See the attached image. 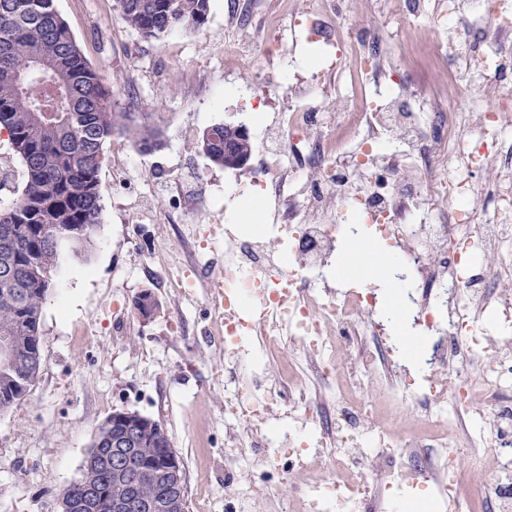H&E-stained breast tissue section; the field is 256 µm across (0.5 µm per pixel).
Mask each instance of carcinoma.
<instances>
[{
  "label": "carcinoma",
  "mask_w": 512,
  "mask_h": 512,
  "mask_svg": "<svg viewBox=\"0 0 512 512\" xmlns=\"http://www.w3.org/2000/svg\"><path fill=\"white\" fill-rule=\"evenodd\" d=\"M123 22L147 40L176 28H199L210 0H115ZM0 129L25 168V183L15 202L0 210V336H12L21 361L0 360V412L25 397L42 366L43 304L52 288L62 246L78 251L91 242L100 224L99 174L105 145L115 137L131 139L148 154L160 145L156 112H117L106 77L85 59L55 0H0ZM199 149L224 165V126L198 139ZM101 423L89 453L100 465L59 497L71 512H109L90 504L84 483L99 482L105 501L135 497L155 501L165 488L161 473L135 485L116 479L112 426ZM173 447L168 430L145 428L136 448L140 462H160Z\"/></svg>",
  "instance_id": "carcinoma-1"
}]
</instances>
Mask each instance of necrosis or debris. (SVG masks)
I'll return each instance as SVG.
<instances>
[{"label":"necrosis or debris","mask_w":512,"mask_h":512,"mask_svg":"<svg viewBox=\"0 0 512 512\" xmlns=\"http://www.w3.org/2000/svg\"><path fill=\"white\" fill-rule=\"evenodd\" d=\"M308 36L345 54L374 93L349 88L334 113L289 106L251 173L283 191L266 220L274 239L224 238V445L238 484L256 503L253 471L278 488L274 512H391L401 489H417L419 512H512V331L486 321L512 315V94L462 124L455 102L467 81L512 82V13L494 0H448L433 60L443 81L421 93L420 111L400 105L407 74L387 82L379 32L353 29L345 14L292 16ZM481 23L480 45L467 34ZM401 142L388 152L387 142ZM494 172L493 184L481 176ZM492 193L491 207L479 199ZM372 223L411 271L416 321L438 338L424 379L398 366L367 318L366 293L327 294L320 283L344 225ZM405 422L395 432L381 401ZM288 434L273 437L276 418Z\"/></svg>","instance_id":"necrosis-or-debris-1"}]
</instances>
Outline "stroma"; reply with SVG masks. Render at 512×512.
Listing matches in <instances>:
<instances>
[{"label": "stroma", "instance_id": "35a3bbf8", "mask_svg": "<svg viewBox=\"0 0 512 512\" xmlns=\"http://www.w3.org/2000/svg\"><path fill=\"white\" fill-rule=\"evenodd\" d=\"M316 0H210L204 25L149 41L120 18L113 0H56L87 62L113 83L126 112H155L163 145L149 154L114 138L100 171L101 222L85 253L63 248L43 306L41 371L29 393L0 413V512H58L59 491L82 476L96 428L126 409L164 423L182 455L189 512H234L224 493V339L214 333L211 296L176 282L193 259L202 276L224 268V241L245 238L253 218L243 199L273 205L249 171L210 163L197 139L224 122L258 135L288 105L289 69L316 72L322 111H335L351 69H328L325 47L291 32L292 14ZM446 0H368L384 66H401L419 90L440 78L426 28H438ZM25 170L0 130V209L9 208ZM159 308L132 311L142 289Z\"/></svg>", "mask_w": 512, "mask_h": 512}]
</instances>
